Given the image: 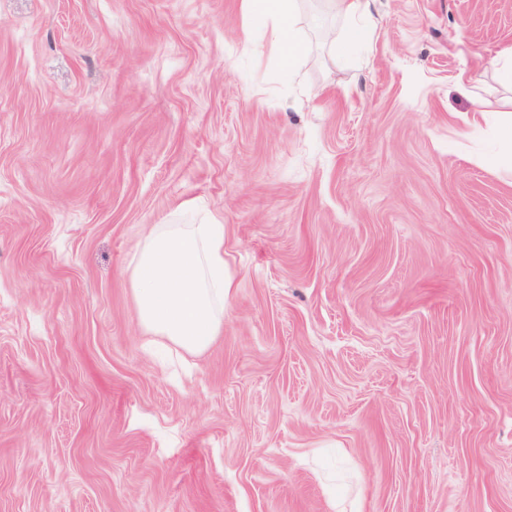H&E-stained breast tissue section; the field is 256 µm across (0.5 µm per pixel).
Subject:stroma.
<instances>
[{"label":"stroma","instance_id":"obj_1","mask_svg":"<svg viewBox=\"0 0 512 512\" xmlns=\"http://www.w3.org/2000/svg\"><path fill=\"white\" fill-rule=\"evenodd\" d=\"M0 0V512H512V0ZM220 224L224 332L141 325ZM243 8L250 14L260 13L269 19L268 41L280 54L284 68L293 70L296 62L307 54L305 41L298 31L296 0H243ZM328 7L336 14L347 20V24L338 40L330 41V48L336 54V49H349L367 41L371 33L370 0H327Z\"/></svg>","mask_w":512,"mask_h":512}]
</instances>
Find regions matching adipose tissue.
I'll list each match as a JSON object with an SVG mask.
<instances>
[{"instance_id":"ef3b65f1","label":"adipose tissue","mask_w":512,"mask_h":512,"mask_svg":"<svg viewBox=\"0 0 512 512\" xmlns=\"http://www.w3.org/2000/svg\"><path fill=\"white\" fill-rule=\"evenodd\" d=\"M336 14L347 24L340 38L331 40V49H349L365 43L371 33L370 0H327ZM243 8L251 14L265 15L270 26L267 38L276 50L286 70H293L296 62L307 54V47L298 31L296 0H243Z\"/></svg>"}]
</instances>
